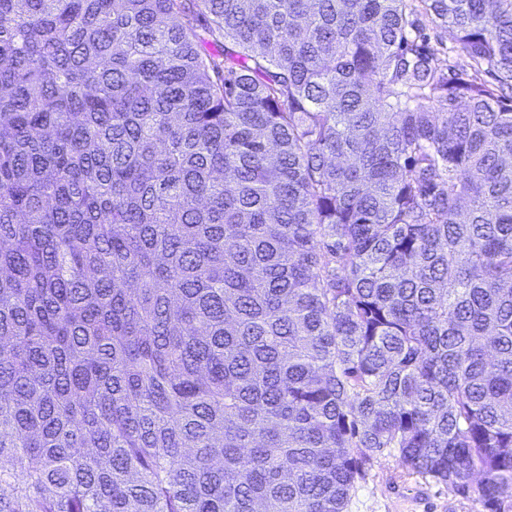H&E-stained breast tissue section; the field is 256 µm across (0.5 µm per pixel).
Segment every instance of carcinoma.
<instances>
[{
    "label": "carcinoma",
    "instance_id": "carcinoma-1",
    "mask_svg": "<svg viewBox=\"0 0 512 512\" xmlns=\"http://www.w3.org/2000/svg\"><path fill=\"white\" fill-rule=\"evenodd\" d=\"M0 0V512H512V0ZM207 18L224 58L202 52ZM414 3L418 6V18L437 58L443 63L450 64L456 71H470L469 60L461 52L453 35L448 29L432 23L430 17L423 13L421 5L418 2ZM473 499L448 491L432 478L408 474L398 453L388 451L366 465L350 493L345 512H480Z\"/></svg>",
    "mask_w": 512,
    "mask_h": 512
}]
</instances>
